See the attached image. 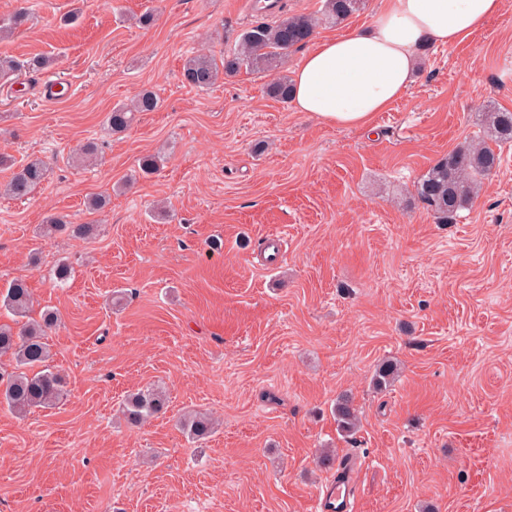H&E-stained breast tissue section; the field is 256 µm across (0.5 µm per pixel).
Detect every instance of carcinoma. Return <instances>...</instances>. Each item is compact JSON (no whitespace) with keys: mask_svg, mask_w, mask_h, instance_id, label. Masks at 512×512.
<instances>
[{"mask_svg":"<svg viewBox=\"0 0 512 512\" xmlns=\"http://www.w3.org/2000/svg\"><path fill=\"white\" fill-rule=\"evenodd\" d=\"M364 0H324L322 20L340 23L360 10ZM29 14L19 8L8 22H0V31L10 33L25 24ZM317 19L310 15H292L272 23L259 22L246 29L239 38V49L232 55L217 60L208 54L188 57L182 67V80L193 88L204 89L216 83L221 74L233 75L245 68L251 72H271L279 68L288 54L312 40ZM48 57H34L26 61L0 57V78L16 76L23 70H44L52 66ZM268 94L282 101L292 96L288 79L282 78L269 84ZM158 106L154 92H142L132 103L116 106L106 116V124L118 133L129 128L140 112H152ZM487 139L475 145L453 151L438 160L416 185L418 199L425 204L441 223H448L458 212L469 205L474 188L500 164V154L487 140L512 142V111L492 108L485 116ZM47 169L40 160H32L14 173L4 192L14 198L29 195L46 178ZM49 230L74 237L87 238L94 234L92 224H74L65 215L53 216ZM33 299L27 284L15 280L0 292V307L16 318H25ZM58 322V315L46 310L40 320L27 321L15 329L0 324V355H11L17 371L8 376L0 374V405L24 413L35 407L54 405L64 393L62 376L47 365L49 350L44 336ZM398 373L397 364L386 359L376 365L373 383L379 388L391 384ZM165 406L162 395L151 389L130 394L122 403L121 412L131 425H139L160 413ZM338 429L351 435L358 430L359 417L351 397L343 393L336 398ZM191 437L207 440L213 430V421L207 414L194 412L185 421Z\"/></svg>","mask_w":512,"mask_h":512,"instance_id":"obj_1","label":"carcinoma"}]
</instances>
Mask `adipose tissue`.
<instances>
[{
	"label": "adipose tissue",
	"instance_id": "obj_1",
	"mask_svg": "<svg viewBox=\"0 0 512 512\" xmlns=\"http://www.w3.org/2000/svg\"><path fill=\"white\" fill-rule=\"evenodd\" d=\"M502 0H388L366 31L328 38L293 76L297 111L344 128H369L409 88L422 44L453 47L498 16Z\"/></svg>",
	"mask_w": 512,
	"mask_h": 512
}]
</instances>
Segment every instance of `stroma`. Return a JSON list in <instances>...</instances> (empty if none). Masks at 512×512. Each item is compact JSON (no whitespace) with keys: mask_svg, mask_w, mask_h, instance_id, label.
I'll use <instances>...</instances> for the list:
<instances>
[{"mask_svg":"<svg viewBox=\"0 0 512 512\" xmlns=\"http://www.w3.org/2000/svg\"><path fill=\"white\" fill-rule=\"evenodd\" d=\"M23 2L0 56L55 63L0 80V186L29 160L48 170L27 199L0 194V288L25 280L30 318L57 311L66 394L0 408V512H313L324 448L363 463L352 512H512V143L449 223L415 191L483 137L486 107L512 111V0L467 41L421 48L368 130L270 97L269 73L183 83L191 52L227 53L261 22L244 0H0V18ZM47 78L62 99L43 100ZM146 89L157 110L111 132L107 113ZM88 141L98 158L68 165ZM95 194L110 202L91 213ZM54 213L96 232L47 233ZM386 358L399 376L379 391ZM149 386L165 408L130 427L119 405ZM190 412L217 423L205 443ZM336 422L338 429L347 435L354 434L359 427V417L353 400L347 393L336 398Z\"/></svg>","mask_w":512,"mask_h":512,"instance_id":"stroma-1","label":"stroma"}]
</instances>
